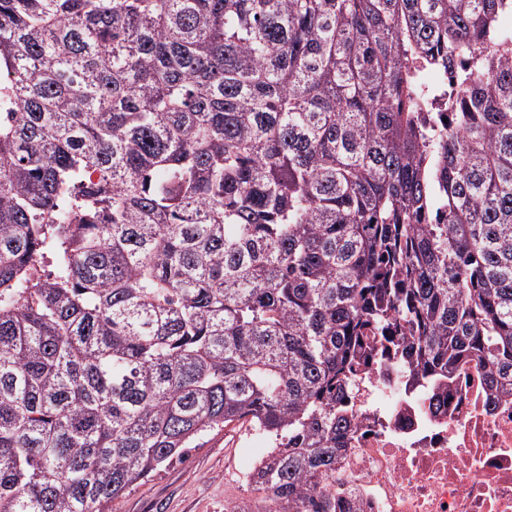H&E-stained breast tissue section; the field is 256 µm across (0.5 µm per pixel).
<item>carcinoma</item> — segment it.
<instances>
[{"instance_id":"cac0c4a2","label":"carcinoma","mask_w":512,"mask_h":512,"mask_svg":"<svg viewBox=\"0 0 512 512\" xmlns=\"http://www.w3.org/2000/svg\"><path fill=\"white\" fill-rule=\"evenodd\" d=\"M509 11L0 0V512H110L240 422L229 512H336L371 362L511 379Z\"/></svg>"}]
</instances>
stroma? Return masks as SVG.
I'll use <instances>...</instances> for the list:
<instances>
[{
  "label": "stroma",
  "mask_w": 512,
  "mask_h": 512,
  "mask_svg": "<svg viewBox=\"0 0 512 512\" xmlns=\"http://www.w3.org/2000/svg\"><path fill=\"white\" fill-rule=\"evenodd\" d=\"M258 433L236 423L209 432L200 447L161 466L112 504V512H224L248 495L251 456H263Z\"/></svg>",
  "instance_id": "obj_1"
}]
</instances>
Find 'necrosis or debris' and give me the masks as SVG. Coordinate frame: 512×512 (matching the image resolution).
<instances>
[{
    "mask_svg": "<svg viewBox=\"0 0 512 512\" xmlns=\"http://www.w3.org/2000/svg\"><path fill=\"white\" fill-rule=\"evenodd\" d=\"M396 379L383 359L358 385L329 479L336 512H512V392L490 393L467 359L434 415L419 393L391 399Z\"/></svg>",
    "mask_w": 512,
    "mask_h": 512,
    "instance_id": "necrosis-or-debris-1",
    "label": "necrosis or debris"
}]
</instances>
